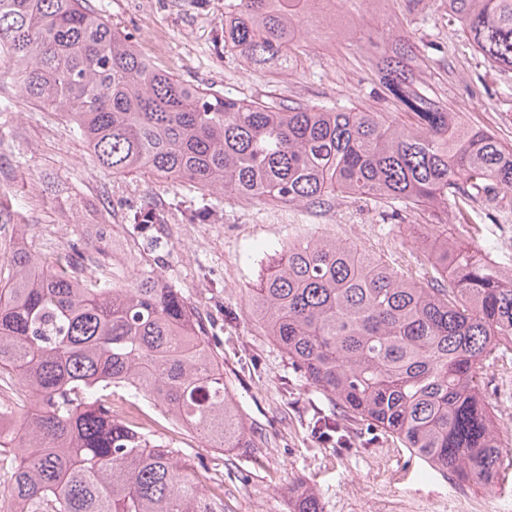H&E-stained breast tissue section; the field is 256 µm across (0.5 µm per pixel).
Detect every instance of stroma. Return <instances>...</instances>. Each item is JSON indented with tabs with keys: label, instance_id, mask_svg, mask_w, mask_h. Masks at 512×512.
I'll list each match as a JSON object with an SVG mask.
<instances>
[{
	"label": "stroma",
	"instance_id": "35a3bbf8",
	"mask_svg": "<svg viewBox=\"0 0 512 512\" xmlns=\"http://www.w3.org/2000/svg\"><path fill=\"white\" fill-rule=\"evenodd\" d=\"M113 27L128 33L137 50L180 79L213 87L243 100L301 102L339 110L407 116L386 97L376 58L403 32L418 44L414 69L420 88L468 124L512 144V72L479 56L448 15V0H422L388 27L370 0L349 27L335 25L321 5L314 31L293 72L250 68L224 51V0H90ZM0 277L9 272L8 249L18 241L52 255L70 241L93 239L109 256L99 272L130 281L151 268L181 288L200 312L215 321L224 358V383L243 420L259 438L256 448L218 452L179 428L152 427L151 439L170 444L203 464L207 486L224 488V512H288L289 488L301 481L320 499L322 512H450L456 493L497 498L512 512V360H491L482 379L496 414L504 466L497 482L458 487L411 454L396 438L353 420L347 447L324 444L313 420L332 412L327 396L291 365L283 350L245 311L247 291L263 276L279 246L312 237L352 244L421 282L430 266L411 233L430 224L429 208L401 210L374 199L334 194L322 207L248 201L211 194L215 217L192 224L200 195L188 183L138 174L116 176L97 167L87 146L60 115L22 95L15 80L0 77ZM170 213L159 235L167 243L149 255L124 220L127 207L144 202Z\"/></svg>",
	"mask_w": 512,
	"mask_h": 512
}]
</instances>
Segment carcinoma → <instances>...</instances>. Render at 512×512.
Here are the masks:
<instances>
[{
    "label": "carcinoma",
    "mask_w": 512,
    "mask_h": 512,
    "mask_svg": "<svg viewBox=\"0 0 512 512\" xmlns=\"http://www.w3.org/2000/svg\"><path fill=\"white\" fill-rule=\"evenodd\" d=\"M314 0H228L224 51L289 71L313 26ZM459 33L512 72V0H448ZM410 34L378 59L385 94L414 123L383 112L245 101L154 67L89 0H0V69L23 95L61 114L94 163L189 182L202 195L320 207L328 194L449 207L486 249L450 245L428 225L433 276L422 285L332 240L278 250L249 313L337 406L327 440L352 419L388 432L456 484L491 482L501 444L481 388L487 362L512 355V274L488 253L491 211L512 207V146L454 117L421 91ZM152 251L167 212L127 210ZM83 245L42 257L24 242L0 279V376L33 406L24 440L0 444L15 512H224L190 460L112 412V386L153 399L210 447L255 448L224 384L213 328L152 269L120 283L74 275ZM292 512H321L291 489Z\"/></svg>",
    "instance_id": "obj_1"
}]
</instances>
